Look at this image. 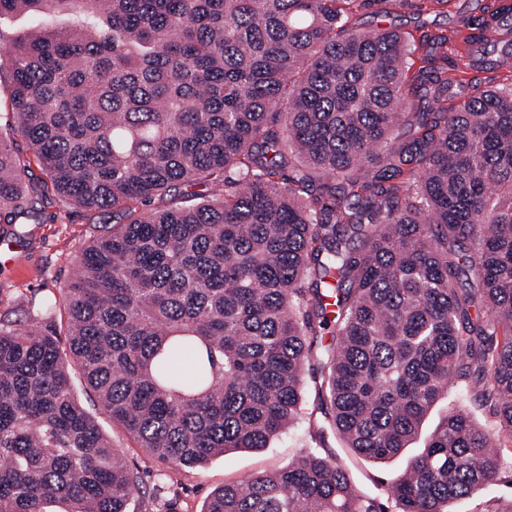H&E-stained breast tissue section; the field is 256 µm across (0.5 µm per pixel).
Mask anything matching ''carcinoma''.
Returning a JSON list of instances; mask_svg holds the SVG:
<instances>
[{
    "instance_id": "1",
    "label": "carcinoma",
    "mask_w": 512,
    "mask_h": 512,
    "mask_svg": "<svg viewBox=\"0 0 512 512\" xmlns=\"http://www.w3.org/2000/svg\"><path fill=\"white\" fill-rule=\"evenodd\" d=\"M354 2L0 0L38 19L0 45V79L41 171L0 136V224L37 223L28 179L121 213L61 298L0 328V512H128L143 489L73 394L74 366L174 466L305 421L315 447L202 512H450L497 478L512 442V85L448 106V32L421 36L414 61L398 32L349 27ZM56 14L79 28L44 24ZM181 185L213 198L141 208ZM441 402L376 495L328 446L384 463Z\"/></svg>"
}]
</instances>
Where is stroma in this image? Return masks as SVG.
I'll return each mask as SVG.
<instances>
[{"label": "stroma", "mask_w": 512, "mask_h": 512, "mask_svg": "<svg viewBox=\"0 0 512 512\" xmlns=\"http://www.w3.org/2000/svg\"><path fill=\"white\" fill-rule=\"evenodd\" d=\"M492 0H361L350 17L358 29L378 26L420 38L427 32L445 30L453 33L448 44L447 69L451 77L463 85L484 86L512 82V60L504 61L502 46L505 32L488 40V57L495 68H474L461 37L468 26L483 15ZM41 221L26 227L27 237L14 251L0 252V322L25 321L31 300L58 293L67 280L77 252L95 236L100 225L97 214L76 208L54 194L40 197ZM73 392L82 406L96 417L104 434L118 448L125 460L137 466L146 485V494L134 498L130 512H165L167 503H174L176 512H202L209 495L224 484L243 480L264 471H272L292 461L310 441L303 425L274 438L261 450H231L214 457L196 469H181L151 460L126 430L101 412L93 392L80 374L72 376ZM419 444H412L401 455L385 463H373L348 449H337L340 462L353 474L361 490L376 492L379 483L388 482L401 473L409 459L418 453ZM512 507V464L505 465L497 479L474 495L451 504V512H483L487 502Z\"/></svg>", "instance_id": "1"}]
</instances>
